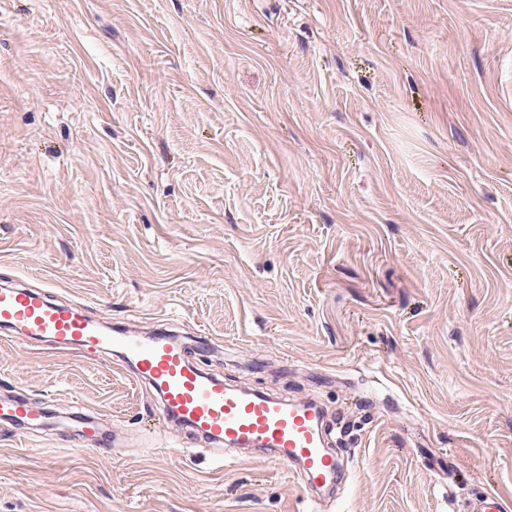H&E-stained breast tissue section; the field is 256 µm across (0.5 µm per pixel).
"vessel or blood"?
<instances>
[{
  "label": "vessel or blood",
  "instance_id": "1",
  "mask_svg": "<svg viewBox=\"0 0 512 512\" xmlns=\"http://www.w3.org/2000/svg\"><path fill=\"white\" fill-rule=\"evenodd\" d=\"M0 329L27 343L49 341L90 355L117 353L135 381L154 393L159 415L210 445L216 463H223L227 448L256 450L309 487H324L341 475L328 446L331 422L318 404L226 387L198 367L174 323L140 337L117 325L100 326L82 303L55 302L44 290L15 285L0 288ZM1 419L26 429L53 423L49 414L19 396L0 397ZM71 444L109 449L114 440L95 418L86 417Z\"/></svg>",
  "mask_w": 512,
  "mask_h": 512
}]
</instances>
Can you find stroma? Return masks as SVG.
I'll return each mask as SVG.
<instances>
[{"label":"stroma","instance_id":"35a3bbf8","mask_svg":"<svg viewBox=\"0 0 512 512\" xmlns=\"http://www.w3.org/2000/svg\"><path fill=\"white\" fill-rule=\"evenodd\" d=\"M7 278L316 398L345 472L319 512L512 503V0H0ZM1 393L116 454L0 424V512L311 507L112 355L0 335ZM76 421L70 417H64L61 423L66 426L67 429L71 427L69 420ZM78 422V430L73 435L70 443L74 447H96V448H108L114 452L112 448L114 440L112 435H105L99 422L94 417H86Z\"/></svg>","mask_w":512,"mask_h":512}]
</instances>
